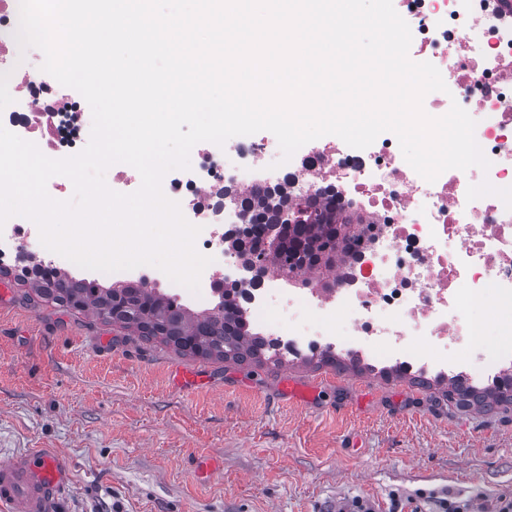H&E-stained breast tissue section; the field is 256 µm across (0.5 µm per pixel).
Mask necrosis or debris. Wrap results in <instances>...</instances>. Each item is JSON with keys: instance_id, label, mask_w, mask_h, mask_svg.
Instances as JSON below:
<instances>
[{"instance_id": "necrosis-or-debris-1", "label": "necrosis or debris", "mask_w": 512, "mask_h": 512, "mask_svg": "<svg viewBox=\"0 0 512 512\" xmlns=\"http://www.w3.org/2000/svg\"><path fill=\"white\" fill-rule=\"evenodd\" d=\"M20 0H0V125L48 157L86 145L92 114L47 75L34 76L14 38ZM412 32L409 57L435 65L446 91L422 102L432 117L459 104L476 121L488 170L450 169L429 182L405 161L392 133L366 149L324 136L287 163L275 138L255 133L224 146L196 144L190 169L168 172L164 194L200 226L197 250L211 257L199 293L167 283L180 302H205L223 284L251 330L298 358L324 350L405 374L463 377L467 386L512 375V7L504 0H393ZM283 188L291 202L316 201L358 214L357 240L324 286L287 284L268 272L250 284L220 278L241 259L225 235L248 222L244 200ZM69 279L100 280L46 250L35 223L0 228V261L16 246ZM492 300L496 340L475 332L474 305Z\"/></svg>"}]
</instances>
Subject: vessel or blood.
Masks as SVG:
<instances>
[{
	"instance_id": "1",
	"label": "vessel or blood",
	"mask_w": 512,
	"mask_h": 512,
	"mask_svg": "<svg viewBox=\"0 0 512 512\" xmlns=\"http://www.w3.org/2000/svg\"><path fill=\"white\" fill-rule=\"evenodd\" d=\"M325 381L302 382L284 374L282 394L301 402L314 401L328 389ZM73 478L68 458L51 448H34L0 463V512H53Z\"/></svg>"
}]
</instances>
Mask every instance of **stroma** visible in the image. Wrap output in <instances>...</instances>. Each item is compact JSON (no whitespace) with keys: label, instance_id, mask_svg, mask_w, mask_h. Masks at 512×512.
I'll return each mask as SVG.
<instances>
[{"label":"stroma","instance_id":"stroma-1","mask_svg":"<svg viewBox=\"0 0 512 512\" xmlns=\"http://www.w3.org/2000/svg\"><path fill=\"white\" fill-rule=\"evenodd\" d=\"M0 296V460L55 448L75 466L58 512H439L444 498L512 499V408L434 404L397 375L297 360L224 362L65 309L8 278ZM209 385L185 391L172 370ZM334 378L300 403L282 371ZM221 467L210 480L203 461Z\"/></svg>","mask_w":512,"mask_h":512}]
</instances>
